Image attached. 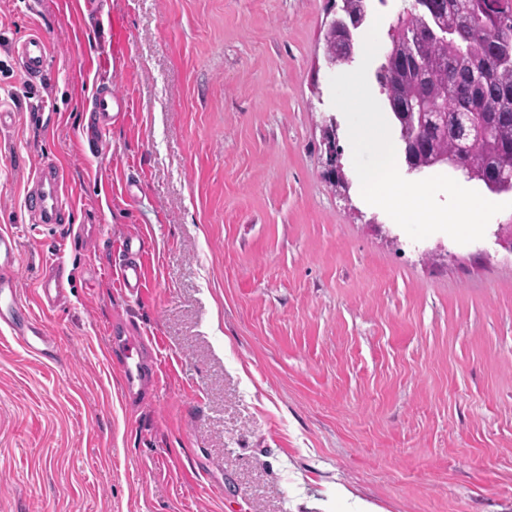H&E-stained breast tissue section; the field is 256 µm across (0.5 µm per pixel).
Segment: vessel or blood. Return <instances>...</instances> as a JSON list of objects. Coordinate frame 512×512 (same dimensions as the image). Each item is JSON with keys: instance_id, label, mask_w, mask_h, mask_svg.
<instances>
[{"instance_id": "b4317fda", "label": "vessel or blood", "mask_w": 512, "mask_h": 512, "mask_svg": "<svg viewBox=\"0 0 512 512\" xmlns=\"http://www.w3.org/2000/svg\"><path fill=\"white\" fill-rule=\"evenodd\" d=\"M13 53L18 68L31 81L44 77L51 48L42 35L31 32L17 39ZM125 99L114 90L95 92L91 99L93 120L85 132L87 142L101 148L113 123L123 116ZM73 190L65 165L57 160L40 162L29 176L23 199L26 223L58 225L71 221ZM123 260L115 271L122 288L140 293L145 285L146 270L140 236L123 241ZM20 249L16 235L0 231V329L9 330L24 348L42 355L56 353L57 345L44 323L38 320L23 301L17 274ZM70 280L60 261L45 263L37 281L36 302L45 311L54 310L67 298ZM153 368L144 356V339L129 333L123 343L122 374L124 396L129 403L146 398L145 380Z\"/></svg>"}]
</instances>
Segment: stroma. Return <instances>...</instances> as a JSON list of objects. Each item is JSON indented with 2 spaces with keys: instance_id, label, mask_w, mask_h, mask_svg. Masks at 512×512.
I'll return each instance as SVG.
<instances>
[{
  "instance_id": "1",
  "label": "stroma",
  "mask_w": 512,
  "mask_h": 512,
  "mask_svg": "<svg viewBox=\"0 0 512 512\" xmlns=\"http://www.w3.org/2000/svg\"><path fill=\"white\" fill-rule=\"evenodd\" d=\"M0 0V229L23 300L69 231L19 221L40 156L68 168L71 288L40 318L56 357L0 332V512H512V252L410 240L349 154L325 173L328 0ZM125 32L112 44L111 21ZM52 48L31 83L12 45ZM130 101L102 152L90 100ZM133 195H126L127 183ZM143 238L147 282L112 273ZM148 338L150 403L123 398V329Z\"/></svg>"
}]
</instances>
